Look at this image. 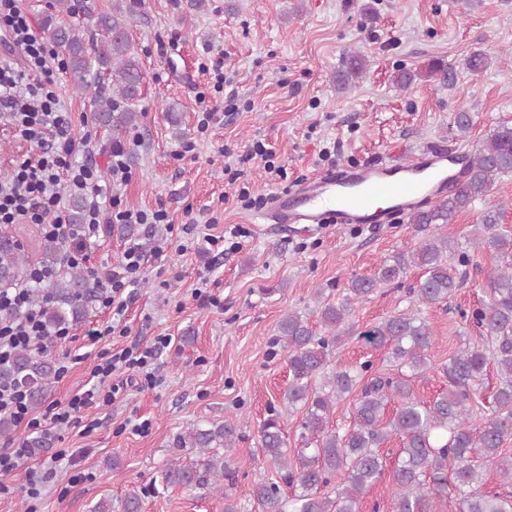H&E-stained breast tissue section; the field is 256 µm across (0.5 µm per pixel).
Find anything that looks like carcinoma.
Returning a JSON list of instances; mask_svg holds the SVG:
<instances>
[{
	"label": "carcinoma",
	"instance_id": "carcinoma-1",
	"mask_svg": "<svg viewBox=\"0 0 512 512\" xmlns=\"http://www.w3.org/2000/svg\"><path fill=\"white\" fill-rule=\"evenodd\" d=\"M141 0H113L112 9L99 11L94 0H83L80 9L102 39L87 42L80 29L57 21L47 13L42 27L64 53L72 88L89 93L93 119L118 148L124 135L138 125V109L145 72L128 38L137 19ZM364 60L350 54L336 76L345 84L362 73ZM512 175V123L498 125L474 153L463 178L447 198L409 216L421 232L437 224H450L473 200L488 194L496 178ZM85 200L69 201L68 223L83 222ZM502 209L492 206L481 216L482 237L477 247L497 253L488 272L487 301L471 319L483 343L467 344L453 352L442 366L448 390L431 403L418 399L414 381L432 369L429 351L433 337L418 313L402 312L372 329L356 333L352 321L355 305L382 284L402 285L407 270L423 271L419 284L409 289L414 301L430 305L447 300L464 283L470 255L448 238L428 234L413 249L384 258L371 277L350 280L342 299L321 305L323 334L318 336L297 312L285 313L278 323L275 341L288 354L291 379L282 401L290 409L304 411L301 423L303 448L288 455L279 413H271L258 428L265 460L274 465L280 482L255 481L243 496L259 512H360L366 489L384 474L381 453L392 437L400 442L393 468V512H435L434 500L453 487L460 497L459 512H512V491L503 496L482 491L483 464L496 466L502 485L512 486V456L502 450L512 439V235L498 231ZM65 242L44 237L38 265L56 271L42 284L29 279L31 264L15 225L0 226V289L24 286L29 301L41 310L47 338L60 327L77 323L88 312L94 297L82 271L63 264ZM375 347L389 348L396 372H376L365 360L354 369L325 373L335 346L353 335ZM494 364L499 385L493 394L494 410L479 422L473 402L482 388L487 365ZM56 377L54 360L46 352L20 348L11 360L0 364V385L28 386L29 403L38 407L46 399ZM358 391L352 407L353 423L344 432L328 430L333 406ZM397 404L387 415L388 405ZM238 439L233 423L196 425L176 437V446L204 456L200 464L180 459L167 463L165 485L182 488L211 486L218 491L224 479H232L231 452ZM224 452H218V449ZM299 489L294 498L282 495L280 484Z\"/></svg>",
	"mask_w": 512,
	"mask_h": 512
}]
</instances>
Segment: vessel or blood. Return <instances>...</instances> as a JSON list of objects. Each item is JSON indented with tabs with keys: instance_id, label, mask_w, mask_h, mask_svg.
Returning a JSON list of instances; mask_svg holds the SVG:
<instances>
[{
	"instance_id": "vessel-or-blood-1",
	"label": "vessel or blood",
	"mask_w": 512,
	"mask_h": 512,
	"mask_svg": "<svg viewBox=\"0 0 512 512\" xmlns=\"http://www.w3.org/2000/svg\"><path fill=\"white\" fill-rule=\"evenodd\" d=\"M469 155L432 147L411 163L391 156L306 178L295 189L273 193L260 218L266 224H386L448 193L455 168Z\"/></svg>"
}]
</instances>
